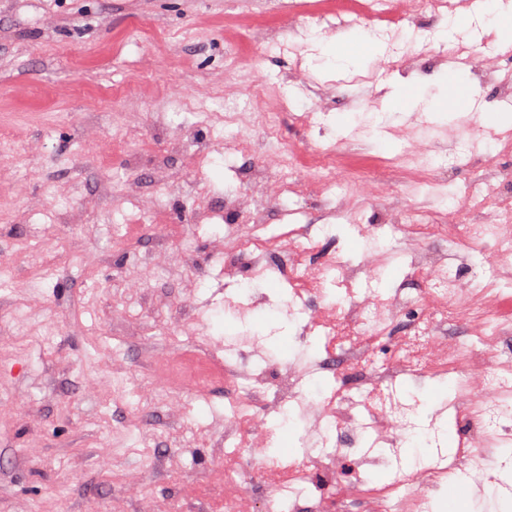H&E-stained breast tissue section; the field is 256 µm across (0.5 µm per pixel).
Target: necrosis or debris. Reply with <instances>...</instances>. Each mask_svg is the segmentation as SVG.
Masks as SVG:
<instances>
[{
  "label": "necrosis or debris",
  "instance_id": "necrosis-or-debris-1",
  "mask_svg": "<svg viewBox=\"0 0 512 512\" xmlns=\"http://www.w3.org/2000/svg\"><path fill=\"white\" fill-rule=\"evenodd\" d=\"M271 94V88L253 81L248 118L250 130L261 131L268 153L275 155L283 145L282 114L266 107ZM494 136L493 130L466 125L460 129L447 159L423 151H405L391 157L390 162L416 172L417 195L442 201L461 197L467 201L466 211L460 212L455 224L445 223L436 210L419 216L427 237L448 239L473 255L474 261L469 276L464 277L448 262L412 254L410 266L424 272L429 299L413 331L423 338L421 349L431 358V371L447 376L452 384L451 406L460 433L471 438L480 433L503 435L512 443V369L490 372L484 367L489 347L504 334L503 320L493 312L472 311L465 336L453 346L440 337L437 320L445 309L467 307L460 291L462 279H469L474 292L484 296L512 289V279L501 274L503 265L512 261V214L498 211L492 218L483 216L486 198L500 190V182L488 176L461 188L448 177L449 171L482 158L487 140ZM332 231L329 224L318 225L312 233L295 225L282 243L229 229L224 233L221 252L228 268L240 259H248L253 280L263 281L269 273L284 271L290 281L304 284V291L294 294L291 308L305 315L309 332L322 338L324 357L301 360L293 367L272 368L260 358V344L255 338L245 348L237 343L225 345L220 354L202 341L168 340L153 345L157 362L183 385L182 390L169 395L173 407H184L192 395L205 396L219 388L224 391L225 445L217 450L224 473L219 482L200 483L195 498L202 504L201 512H212L216 501L232 506L234 512H246L250 501L257 497L263 498L267 512H329L324 489L337 479V432L348 431L353 445L363 434L375 446L393 448L414 427L410 407L398 399V387L401 376L415 371L416 363L405 357L385 366L369 355L349 362L336 352V319L344 317L355 335L374 342L388 333L385 310L399 304L409 307L416 300L372 288V281L383 271L379 263H357L333 251L320 264L307 263L319 238L330 237ZM317 374L332 385L328 401L320 405L313 404L306 393L308 380ZM313 406L318 409L316 420L302 436L311 445L306 456L274 452L277 427L270 417L271 410L302 413ZM246 460L273 477V486L253 481L242 466ZM465 477V470L457 464L443 463L418 477L397 479L373 490L362 484L358 490L372 492L381 512H433V489L443 483L459 487Z\"/></svg>",
  "mask_w": 512,
  "mask_h": 512
}]
</instances>
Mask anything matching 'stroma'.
Returning a JSON list of instances; mask_svg holds the SVG:
<instances>
[{"instance_id":"1","label":"stroma","mask_w":512,"mask_h":512,"mask_svg":"<svg viewBox=\"0 0 512 512\" xmlns=\"http://www.w3.org/2000/svg\"><path fill=\"white\" fill-rule=\"evenodd\" d=\"M336 0H0V512H195L182 499L214 466L224 433V395L171 411L151 369L150 343L196 335L221 345L260 340L272 364L322 353L314 338L297 341L288 314L292 286L227 277L216 254L224 242V200H240V232L276 235L284 224H332L337 200L306 193L266 205V193L239 183L242 170L273 165L260 132L241 154L224 138L225 106L249 109L247 89L261 77L287 86L291 108L326 115L308 128L285 117L290 152L335 146L336 170L385 174L399 149L449 151L464 121L490 127L505 117L475 68L496 61L512 77V45L496 60L492 33L468 10L456 39L474 64L463 72L475 94L467 111L436 114L439 80L452 68L443 20L419 18L377 37L375 54L346 68L334 44L359 30L346 25L302 31L304 15L334 14ZM293 27L300 52L263 53L251 34ZM235 49L238 64L225 55ZM403 59V68L393 65ZM417 84L405 111L387 95ZM207 145L204 161L191 148ZM413 176L396 177L371 197L360 224L397 213L412 221ZM159 224L182 225L195 254L157 249L143 232L116 239L138 205ZM57 260L40 261L43 247ZM169 283L152 279L156 263ZM249 292L262 301L247 319L224 304ZM405 401L419 418L412 441L384 465L366 470L370 484L413 476L445 456L467 465L476 443L446 427L447 379L408 376ZM136 486H129L128 476ZM490 512L512 501V452L471 474Z\"/></svg>"}]
</instances>
